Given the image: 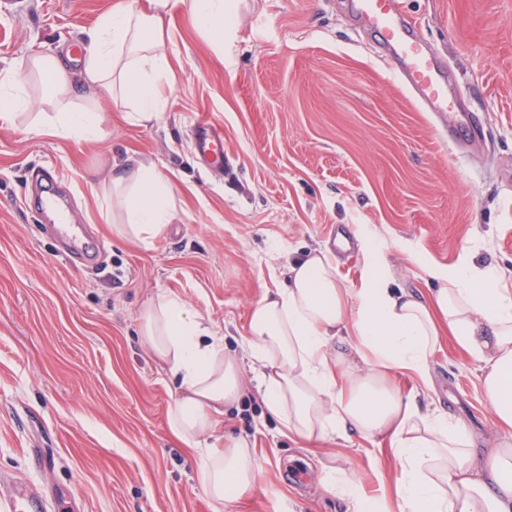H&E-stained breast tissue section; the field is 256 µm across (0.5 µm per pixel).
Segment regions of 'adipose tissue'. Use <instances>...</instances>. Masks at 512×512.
I'll use <instances>...</instances> for the list:
<instances>
[{
  "label": "adipose tissue",
  "instance_id": "1",
  "mask_svg": "<svg viewBox=\"0 0 512 512\" xmlns=\"http://www.w3.org/2000/svg\"><path fill=\"white\" fill-rule=\"evenodd\" d=\"M171 0L116 8L99 17L85 41L80 72L58 56L31 52L0 70V117L29 106L25 75L46 78L50 115L35 119L41 133L60 140H96L103 115L90 97L106 96L131 124L159 123L170 82L161 33ZM199 29L224 47L228 0H190ZM119 214V238L150 243L176 217L172 184L155 165L115 164L103 185ZM354 237L366 257L362 284L347 287L328 246L283 266H270L284 285L264 293L248 313L244 359L228 354L223 337L178 297L157 294L141 313V339L168 365L178 396L169 413L173 436L201 460L199 479L219 502L240 499L260 467L249 441L209 436L224 428L225 408L240 398L253 373L268 411L299 438L386 441L399 463V512H512V435L485 455L473 450L467 428L432 410L395 383L416 375L432 390L431 359L443 336L482 366L484 397L497 423L512 431V293L498 269L469 255L431 268V289L399 284L372 238ZM324 483L350 512H390L384 498L330 466Z\"/></svg>",
  "mask_w": 512,
  "mask_h": 512
}]
</instances>
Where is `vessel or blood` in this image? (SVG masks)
<instances>
[{
  "label": "vessel or blood",
  "instance_id": "1",
  "mask_svg": "<svg viewBox=\"0 0 512 512\" xmlns=\"http://www.w3.org/2000/svg\"><path fill=\"white\" fill-rule=\"evenodd\" d=\"M395 0H351L356 20L372 29L383 43L396 66L401 80L410 89L413 100L428 112L448 109V80L435 61V56L417 38L408 21L394 8ZM193 150L204 162L223 169L224 134L210 120L194 125ZM44 189V205L52 209L54 229L59 240V253L65 262H73L81 253V225L75 224L68 211L55 205L54 190L65 177L57 169L45 166L37 174ZM10 512H51L53 505L36 487L19 484L8 503Z\"/></svg>",
  "mask_w": 512,
  "mask_h": 512
}]
</instances>
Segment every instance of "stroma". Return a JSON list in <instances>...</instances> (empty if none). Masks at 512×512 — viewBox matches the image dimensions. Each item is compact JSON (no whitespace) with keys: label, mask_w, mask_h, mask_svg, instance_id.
Segmentation results:
<instances>
[{"label":"stroma","mask_w":512,"mask_h":512,"mask_svg":"<svg viewBox=\"0 0 512 512\" xmlns=\"http://www.w3.org/2000/svg\"><path fill=\"white\" fill-rule=\"evenodd\" d=\"M129 2L18 0L0 10V70L28 51L73 52L84 28ZM189 2L174 0L164 21L172 78L159 123L129 124L103 98L99 141L36 134V75L30 111L0 120V483L40 487L64 512H348L323 484L332 462L396 504L390 451L332 439L312 453L253 380L227 419L254 444L260 473L239 501L209 499L196 457L169 431L176 388L141 343L139 317L157 293L175 295L239 351L250 306L273 285L272 257L329 246L338 275L360 287L364 255L336 236L356 225L406 287L428 288L426 267L468 252L512 289V0H396L480 118L477 145L448 139L447 119L414 103L349 0H239L220 53ZM203 116L224 129L220 173L192 150ZM112 158L154 162L174 185L176 218L150 245L113 235L93 196ZM47 164L67 179L89 265L58 257L28 188ZM432 372V408L480 447L501 439L478 365L451 337Z\"/></svg>","instance_id":"obj_1"}]
</instances>
